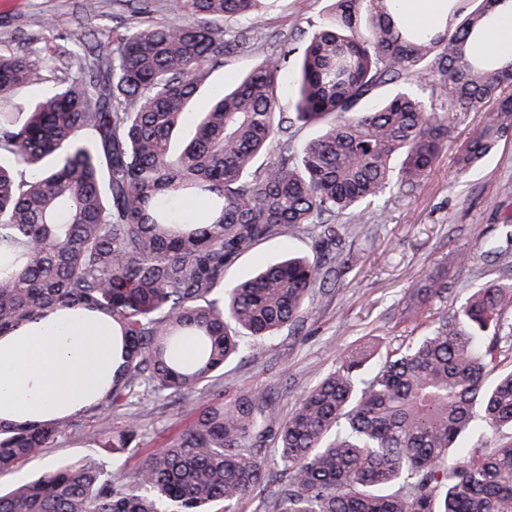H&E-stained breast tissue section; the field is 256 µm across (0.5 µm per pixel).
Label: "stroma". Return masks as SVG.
Here are the masks:
<instances>
[{"label": "stroma", "mask_w": 512, "mask_h": 512, "mask_svg": "<svg viewBox=\"0 0 512 512\" xmlns=\"http://www.w3.org/2000/svg\"><path fill=\"white\" fill-rule=\"evenodd\" d=\"M86 13L84 0H0V51L19 55L38 47L56 54L73 38L88 31L111 29L120 8L116 0H96ZM324 0H270L253 45L236 53L224 67L212 71L211 86L277 55L274 32L296 34L307 29L324 8ZM54 28H45V19ZM448 141L428 180L411 196L385 195L378 206L347 221L348 247L355 263L342 267L327 294L305 304L298 334L281 332L255 357L235 360L224 368V397L232 399L254 389L267 391L281 418H288L297 399L334 371L341 356L361 351L365 373L375 372L398 344L422 336L427 319L408 314L407 297L425 285H446L443 299L433 300L432 316L453 314L477 288L490 281L512 280V250L487 255L488 241L504 238L503 218L512 214V137L476 171L460 175L455 160L474 132L488 118V109L449 112ZM312 235L284 239L281 247L258 246L244 254L227 276L276 261L283 250L314 251ZM193 406L164 400L145 402L139 417L121 406L102 414L96 429L124 430L137 421L141 448L151 451L171 443L177 431L192 421ZM96 448L83 433H72L43 449L20 468L0 472V490L9 491L25 478L52 464L81 459Z\"/></svg>", "instance_id": "stroma-1"}]
</instances>
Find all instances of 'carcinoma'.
<instances>
[{
    "label": "carcinoma",
    "instance_id": "carcinoma-1",
    "mask_svg": "<svg viewBox=\"0 0 512 512\" xmlns=\"http://www.w3.org/2000/svg\"><path fill=\"white\" fill-rule=\"evenodd\" d=\"M115 38L76 39L71 77L48 58L0 52V100L19 85L55 88L25 117L0 112V336L77 311L112 325L119 362L98 397L44 421L0 422V471L59 437L87 432L114 455L139 448L136 425L93 427L117 407L198 403L172 444L130 474L91 455L0 493V512H512V282L475 290L451 316L387 354L371 377L357 354L301 396L283 422L268 393L230 401L224 366L302 322L334 281L336 218L388 191L415 192L448 137V113L413 90L434 81L456 111L493 104L456 158L481 165L512 135V55L475 45L512 0H449L433 30L406 25L393 0H326L299 38L213 91L192 134L172 145L212 69L250 40L267 0H120ZM243 19L246 26L229 28ZM294 66L292 112L281 73ZM316 135L303 146L305 128ZM310 233L290 255L227 281L247 251ZM444 288L408 297L425 313ZM193 359L182 357L185 340ZM279 443L274 466L255 449Z\"/></svg>",
    "mask_w": 512,
    "mask_h": 512
}]
</instances>
